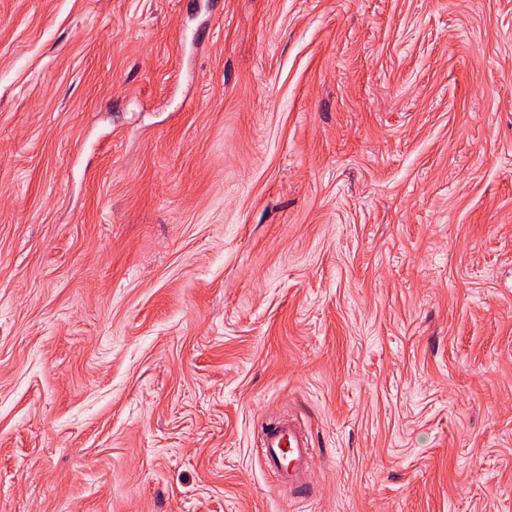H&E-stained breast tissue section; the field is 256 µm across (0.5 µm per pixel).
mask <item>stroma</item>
I'll use <instances>...</instances> for the list:
<instances>
[{
	"label": "stroma",
	"instance_id": "obj_1",
	"mask_svg": "<svg viewBox=\"0 0 512 512\" xmlns=\"http://www.w3.org/2000/svg\"><path fill=\"white\" fill-rule=\"evenodd\" d=\"M0 512H512V0H0ZM258 454L279 488L294 495L311 494L306 480L310 445L293 420L277 418L268 421L262 429Z\"/></svg>",
	"mask_w": 512,
	"mask_h": 512
}]
</instances>
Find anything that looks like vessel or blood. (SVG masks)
<instances>
[{"mask_svg": "<svg viewBox=\"0 0 512 512\" xmlns=\"http://www.w3.org/2000/svg\"><path fill=\"white\" fill-rule=\"evenodd\" d=\"M258 453L279 488L294 495H310L311 488L306 480L310 445L293 420L268 421L262 429Z\"/></svg>", "mask_w": 512, "mask_h": 512, "instance_id": "vessel-or-blood-1", "label": "vessel or blood"}]
</instances>
